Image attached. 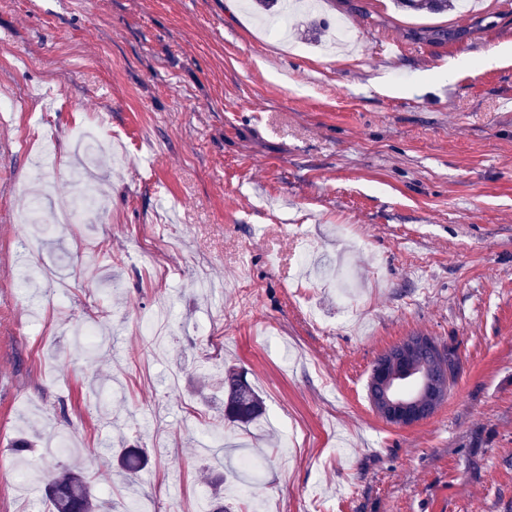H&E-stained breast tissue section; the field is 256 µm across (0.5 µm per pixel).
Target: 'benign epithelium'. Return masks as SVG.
Segmentation results:
<instances>
[{
	"label": "benign epithelium",
	"instance_id": "1",
	"mask_svg": "<svg viewBox=\"0 0 512 512\" xmlns=\"http://www.w3.org/2000/svg\"><path fill=\"white\" fill-rule=\"evenodd\" d=\"M453 361L430 337L414 333L386 350L368 385L369 399L386 422L409 427L432 417L448 397Z\"/></svg>",
	"mask_w": 512,
	"mask_h": 512
}]
</instances>
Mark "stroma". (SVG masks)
<instances>
[{
    "instance_id": "1",
    "label": "stroma",
    "mask_w": 512,
    "mask_h": 512,
    "mask_svg": "<svg viewBox=\"0 0 512 512\" xmlns=\"http://www.w3.org/2000/svg\"><path fill=\"white\" fill-rule=\"evenodd\" d=\"M340 19L331 52L242 0H0V512L74 463L118 512L218 477L230 512H512V0ZM416 332L459 369L398 427L367 381ZM230 367L260 428L224 421Z\"/></svg>"
}]
</instances>
